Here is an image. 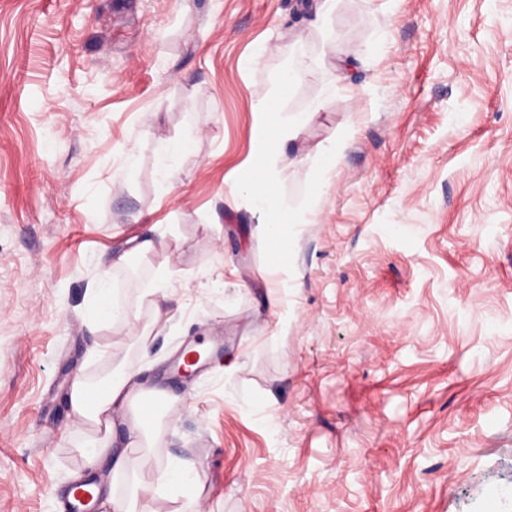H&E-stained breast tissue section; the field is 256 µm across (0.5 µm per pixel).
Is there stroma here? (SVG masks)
<instances>
[{
    "label": "stroma",
    "mask_w": 512,
    "mask_h": 512,
    "mask_svg": "<svg viewBox=\"0 0 512 512\" xmlns=\"http://www.w3.org/2000/svg\"><path fill=\"white\" fill-rule=\"evenodd\" d=\"M319 4L0 0V512H61L67 384L129 366L178 397L154 459L204 485L151 512H512V0ZM317 100L276 155L302 221L275 268L238 184L255 106ZM151 229L168 251L111 271L137 319L97 329L102 257Z\"/></svg>",
    "instance_id": "obj_1"
}]
</instances>
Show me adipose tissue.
<instances>
[{"label": "adipose tissue", "mask_w": 512, "mask_h": 512, "mask_svg": "<svg viewBox=\"0 0 512 512\" xmlns=\"http://www.w3.org/2000/svg\"><path fill=\"white\" fill-rule=\"evenodd\" d=\"M321 107L318 101L299 113H286L266 102L258 107L261 124L255 148L257 162L247 170L242 189L258 215L275 263L288 252V226L295 221L291 205L277 190L283 171L276 165L275 150L295 140L310 115ZM175 401L167 391L143 387L133 369L108 374L94 384L81 378L73 380L69 405L88 438L79 450V475L95 480L94 495L100 512H137V502L161 487L175 489L178 495L193 500L202 497L204 486L194 467L182 461L157 463L145 478L130 474L131 453L156 447V419ZM120 477L128 478L130 484V492L124 497L112 491V480Z\"/></svg>", "instance_id": "ef3b65f1"}]
</instances>
